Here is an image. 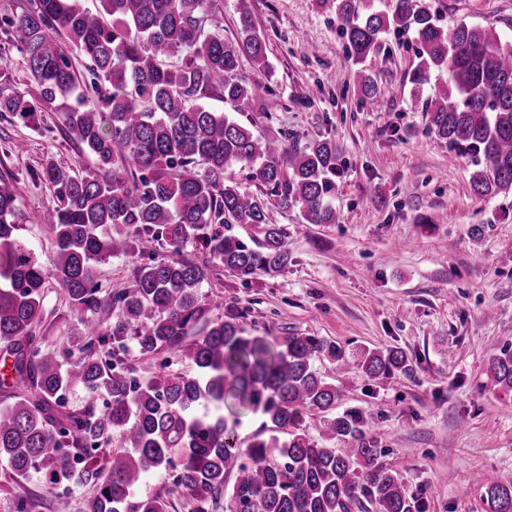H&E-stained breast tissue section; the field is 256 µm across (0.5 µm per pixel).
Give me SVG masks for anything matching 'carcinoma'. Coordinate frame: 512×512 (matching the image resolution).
Returning <instances> with one entry per match:
<instances>
[{
	"label": "carcinoma",
	"mask_w": 512,
	"mask_h": 512,
	"mask_svg": "<svg viewBox=\"0 0 512 512\" xmlns=\"http://www.w3.org/2000/svg\"><path fill=\"white\" fill-rule=\"evenodd\" d=\"M213 0H0V34L16 41L37 86L0 89V115L31 125L39 112H59L67 134L96 169L84 175L44 160L37 178L52 187L44 221L56 258L44 267L22 239L17 178L0 172V351L10 361L4 386L27 394L0 408V459L15 475L60 482L73 464L108 477L85 512H169L170 490L140 496L148 472L176 471L174 491L191 512H426L402 474L381 461L357 410L323 420L322 440L300 432L304 414L336 407L340 389L317 371L327 360L338 372L350 356L337 342L290 333L267 341L246 336L241 312L214 306L200 293L216 268L246 281L280 272L290 254L286 233L268 222V205L297 208L309 224H334L330 198L340 173L336 143L300 148L259 138L205 100L220 95L238 112L255 87L239 76L242 58L271 74L265 39L251 18V0H237L241 28L233 41L204 34ZM340 33L359 64L374 60L392 32L411 31L420 46L411 83L427 85L430 134L472 159L473 193L493 198L512 190V46L495 27L439 24L415 0L386 12L366 0H336ZM83 56L87 76L75 74L68 50ZM183 56L170 68L165 59ZM447 78H442V74ZM96 94L101 106L83 100ZM243 164L253 193L226 176ZM223 224H251V247L224 234ZM194 246L198 253L188 254ZM119 255L138 257L126 287L102 295L98 266ZM62 288L81 325L77 352L63 361L36 329L48 284ZM119 310L112 323L99 315ZM161 359L144 381L127 356ZM192 373L169 372L172 363ZM355 365L368 379L406 376L412 364L399 348L364 349ZM490 389L512 392V350L489 360ZM86 393L80 411L64 392ZM112 403L96 409L101 392ZM249 411L276 434L254 435L247 447L229 444ZM119 432L124 449L100 459ZM340 440L349 448H334ZM233 483H228V477ZM491 512H512V474L482 485Z\"/></svg>",
	"instance_id": "cac0c4a2"
}]
</instances>
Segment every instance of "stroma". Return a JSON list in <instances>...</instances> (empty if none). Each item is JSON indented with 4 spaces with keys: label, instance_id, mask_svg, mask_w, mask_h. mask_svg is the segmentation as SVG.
<instances>
[{
    "label": "stroma",
    "instance_id": "stroma-1",
    "mask_svg": "<svg viewBox=\"0 0 512 512\" xmlns=\"http://www.w3.org/2000/svg\"><path fill=\"white\" fill-rule=\"evenodd\" d=\"M440 24L496 27L512 44V0H425ZM267 42L270 74L243 62L256 100L241 122L284 146L328 138L343 173L334 224L307 223L299 210L270 207L288 236L291 260L278 273L244 281L216 270L201 291L236 304L251 336H321L356 352L403 350L410 375L387 385L357 368L340 377L339 408L371 414V436L427 512H489L482 483L512 473V394L489 390L493 354L512 349V194L482 199L470 188L468 156L437 142L412 97L418 62L413 33L389 34L367 70L378 99L365 97L360 66L339 35L336 0H252ZM278 105L266 110L267 98ZM84 173L93 160L65 131L60 113L37 126L0 118V166L18 178L21 237L52 267L55 247L44 210L49 188L34 174L46 157ZM484 225L473 238L471 225ZM38 327L60 357L78 329L61 288H46ZM97 484L74 465L69 480H23L0 461V512H83Z\"/></svg>",
    "mask_w": 512,
    "mask_h": 512
}]
</instances>
